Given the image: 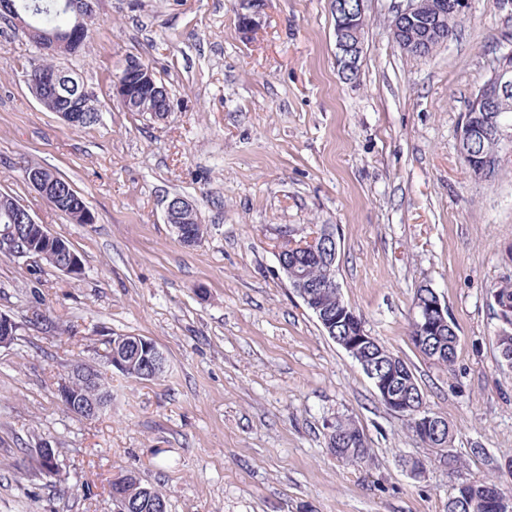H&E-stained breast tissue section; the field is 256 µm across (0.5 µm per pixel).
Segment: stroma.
<instances>
[{
  "instance_id": "stroma-1",
  "label": "stroma",
  "mask_w": 512,
  "mask_h": 512,
  "mask_svg": "<svg viewBox=\"0 0 512 512\" xmlns=\"http://www.w3.org/2000/svg\"><path fill=\"white\" fill-rule=\"evenodd\" d=\"M400 0H367L358 76L340 78L330 0H95L89 37L57 57L94 92L98 121L65 124L30 94L39 51L0 19V193L81 256L80 278L0 253V512H115L112 479L160 489L169 512H446L464 481L512 492V369L489 289L512 277V158L472 178L458 148L470 94L512 39V6L471 0L433 55L406 56L388 25ZM167 85L166 122L123 111L111 79L128 57ZM35 163L71 181L95 217L74 224L26 181ZM204 235L184 246L173 196ZM333 228L343 300L415 373L453 429L449 467L378 398L285 279L278 252ZM433 288L459 337L444 369L410 341L417 290ZM165 354L154 380L112 376L93 419L57 386L100 365L116 335ZM352 418L370 459L331 455L329 422ZM46 440L58 471H41ZM425 465L413 477L409 461ZM196 213L192 203L182 196H173L168 199L165 208L167 224H172L175 232L182 237V221L187 214Z\"/></svg>"
}]
</instances>
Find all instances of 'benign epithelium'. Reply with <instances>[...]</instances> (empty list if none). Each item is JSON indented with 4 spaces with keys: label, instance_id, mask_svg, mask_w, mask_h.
<instances>
[{
    "label": "benign epithelium",
    "instance_id": "7a95c632",
    "mask_svg": "<svg viewBox=\"0 0 512 512\" xmlns=\"http://www.w3.org/2000/svg\"><path fill=\"white\" fill-rule=\"evenodd\" d=\"M403 5L396 11L390 23V38L401 49L423 53L431 49L434 36L441 40L445 36V25L449 18L460 19L468 15L469 0H402ZM244 12L239 14V30L249 34L259 23L262 6L258 0H243ZM332 10L337 17L334 28L335 61L339 73L355 71L359 66L363 51V27L367 20L365 0H332ZM72 40V32L62 36H46L38 40L43 52H57L59 46ZM158 75L151 67H146L137 58H129L123 66V77L112 83V96L120 102H131L136 97L134 88L144 86L150 89L158 101H170L169 90L163 83H157ZM75 79L66 71H43L31 76L28 86L34 97L56 91L61 87L74 86ZM512 97V47L507 45L496 59L491 75L478 86L469 97V105L464 113L458 131L460 154L471 174L478 178L486 173L480 156L469 148L470 142L479 138L492 137L502 143L498 159L512 154V124L502 117L512 107L507 100ZM27 182L41 196L54 194L53 183L47 180L43 171L37 168L26 170ZM15 208L23 218L18 231L12 235L0 236V251H19L22 256L41 259L51 256L58 271L74 276L83 270L81 258L69 246L52 234L48 228L36 221L32 214L20 203ZM195 213L192 203L182 196L168 199L165 208L166 223L172 225L177 234H182V221L188 214ZM304 246V242H292L278 252V262L283 272L291 275L294 288L300 295L310 287L296 262L289 261V249ZM336 323L346 327L341 346L359 364L372 382L377 394L386 407L394 414L404 417L409 410L408 402L396 388L401 371L397 367L387 372H375L364 358L367 349L377 344L376 339L365 329L355 311L348 308L336 310ZM448 326V305L446 301L435 299L428 307L418 311L416 332L411 336L412 344L422 348L428 339L438 335ZM79 379L92 385L97 379V367L78 364L67 376L60 379L57 393L65 406L75 410L77 405L71 389V381ZM420 436L427 445L434 447L444 429L440 419L423 415L417 420Z\"/></svg>",
    "mask_w": 512,
    "mask_h": 512
}]
</instances>
